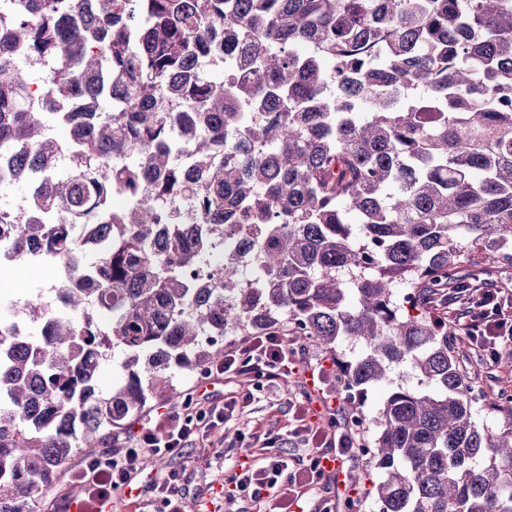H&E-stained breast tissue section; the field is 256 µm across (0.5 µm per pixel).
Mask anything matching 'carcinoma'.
<instances>
[{
	"label": "carcinoma",
	"instance_id": "cac0c4a2",
	"mask_svg": "<svg viewBox=\"0 0 512 512\" xmlns=\"http://www.w3.org/2000/svg\"><path fill=\"white\" fill-rule=\"evenodd\" d=\"M16 185L12 259L39 248L62 277L20 310L26 336L0 324V512L179 402L175 370L224 356L203 333L269 327L361 344L348 394L416 376L378 412L379 512H512V418L476 425L428 303L475 277L463 258L512 263V0H0ZM219 238L222 276L202 278ZM117 352L125 381L103 392Z\"/></svg>",
	"mask_w": 512,
	"mask_h": 512
}]
</instances>
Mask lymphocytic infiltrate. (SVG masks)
I'll list each match as a JSON object with an SVG mask.
<instances>
[{"instance_id":"obj_1","label":"lymphocytic infiltrate","mask_w":512,"mask_h":512,"mask_svg":"<svg viewBox=\"0 0 512 512\" xmlns=\"http://www.w3.org/2000/svg\"><path fill=\"white\" fill-rule=\"evenodd\" d=\"M439 320L461 331L467 346L489 360L512 349V290L473 288L463 308L438 307ZM247 374L270 383L290 376L311 375L325 380L323 364L305 363L292 337L273 329L250 336L228 347L222 362L210 365L209 380ZM252 392L223 399L190 389L184 400L145 419L133 434L113 438L111 444L87 456L67 479L84 486L83 512H106L112 496L124 492L142 474L145 459L183 457L188 449L207 450L225 422L249 406ZM290 437L304 443L307 452L289 454L286 437L254 432L241 440L242 451L219 476L225 503H245L249 512H307L315 503L318 512H333L339 499V474L325 469L328 459L344 460L356 453V440L349 431L321 427L315 411L303 403L295 408Z\"/></svg>"}]
</instances>
